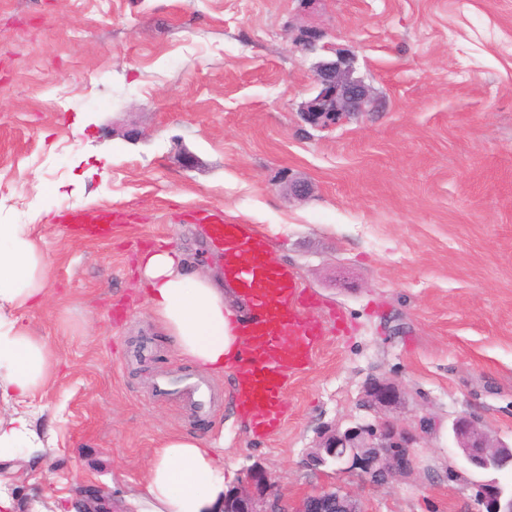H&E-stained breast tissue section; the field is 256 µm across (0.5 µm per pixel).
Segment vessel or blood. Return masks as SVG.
<instances>
[{"label":"vessel or blood","mask_w":512,"mask_h":512,"mask_svg":"<svg viewBox=\"0 0 512 512\" xmlns=\"http://www.w3.org/2000/svg\"><path fill=\"white\" fill-rule=\"evenodd\" d=\"M202 218L212 226V241L224 249L228 280L248 306L245 319L251 343L238 370L235 399L253 434L265 438L286 418L288 381L311 364L323 339V326L297 273L272 262L267 242L254 226L227 224L220 215L208 212ZM59 219L97 225L102 237L120 216L106 208L79 207L60 214Z\"/></svg>","instance_id":"obj_1"}]
</instances>
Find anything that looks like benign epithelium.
<instances>
[{
    "mask_svg": "<svg viewBox=\"0 0 512 512\" xmlns=\"http://www.w3.org/2000/svg\"><path fill=\"white\" fill-rule=\"evenodd\" d=\"M321 28L311 23L294 29L290 48L312 51L317 45L332 53L314 67V94L300 107L303 120L313 128L336 126L347 115L363 112L371 102L370 88L353 77L349 58L324 42ZM400 402L399 390L383 377H372L365 386V404L378 412ZM436 428L432 418L423 416L411 427L389 420L359 423L343 431L323 430L306 454V466L333 473H353L363 481L383 485L415 473V444ZM451 431L461 450V470L475 476V512H512V483H503L501 475L512 476V445L490 442L478 423L462 415L452 422ZM222 512H367L359 495L342 486L330 485L312 491L293 504H286L272 491L267 472L255 467L245 480L224 495Z\"/></svg>",
    "mask_w": 512,
    "mask_h": 512,
    "instance_id": "1",
    "label": "benign epithelium"
}]
</instances>
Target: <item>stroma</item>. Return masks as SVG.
<instances>
[{
  "instance_id": "obj_1",
  "label": "stroma",
  "mask_w": 512,
  "mask_h": 512,
  "mask_svg": "<svg viewBox=\"0 0 512 512\" xmlns=\"http://www.w3.org/2000/svg\"><path fill=\"white\" fill-rule=\"evenodd\" d=\"M0 0V224H28L49 265L23 323L60 365L0 416L51 434L42 460L0 461L22 512L91 491L95 512L141 493L167 437H223L224 469L259 466L289 501L335 481L368 512H473L449 474L460 415L512 440V0ZM310 22L353 61L374 103L336 127L306 124L323 52L295 53ZM312 186L305 200L284 183ZM109 207L102 240L58 213ZM209 209L264 233L328 328L288 382V415L264 439L239 414L234 375L212 407L157 397L199 377L153 318L144 254L178 250L219 272ZM399 389L385 417L438 428L409 478L372 485L312 470L318 434L375 421L364 388Z\"/></svg>"
}]
</instances>
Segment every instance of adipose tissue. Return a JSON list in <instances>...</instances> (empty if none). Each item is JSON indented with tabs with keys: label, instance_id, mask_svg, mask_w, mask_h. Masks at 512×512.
Returning <instances> with one entry per match:
<instances>
[{
	"label": "adipose tissue",
	"instance_id": "ef3b65f1",
	"mask_svg": "<svg viewBox=\"0 0 512 512\" xmlns=\"http://www.w3.org/2000/svg\"><path fill=\"white\" fill-rule=\"evenodd\" d=\"M152 316L178 356L219 375L237 370L246 342L224 290L210 274L188 273L176 250L142 260ZM47 287L42 251L25 224H0V400L21 401L38 392L58 362L48 339L33 335L20 311L38 304ZM44 443L31 416L0 417V459H38ZM227 489L224 444L175 434L150 458L145 491L127 498V512H220Z\"/></svg>",
	"mask_w": 512,
	"mask_h": 512
}]
</instances>
